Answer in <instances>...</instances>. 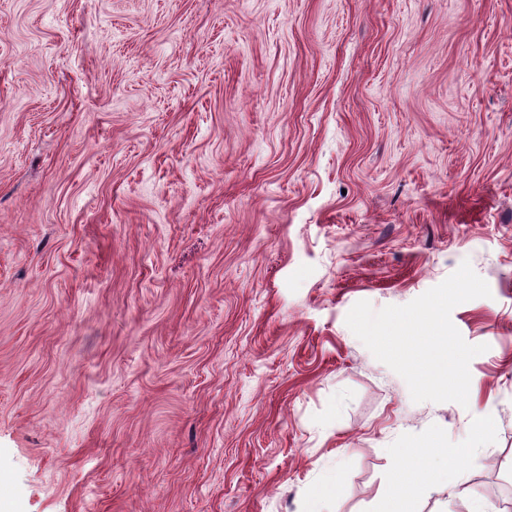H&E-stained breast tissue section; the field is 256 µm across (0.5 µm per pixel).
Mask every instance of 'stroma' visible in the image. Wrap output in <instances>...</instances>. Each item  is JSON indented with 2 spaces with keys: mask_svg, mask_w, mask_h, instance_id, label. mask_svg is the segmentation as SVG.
I'll return each instance as SVG.
<instances>
[{
  "mask_svg": "<svg viewBox=\"0 0 512 512\" xmlns=\"http://www.w3.org/2000/svg\"><path fill=\"white\" fill-rule=\"evenodd\" d=\"M465 261L414 402L346 316ZM434 438L421 512H507L512 0H0V504L377 512Z\"/></svg>",
  "mask_w": 512,
  "mask_h": 512,
  "instance_id": "obj_1",
  "label": "stroma"
}]
</instances>
